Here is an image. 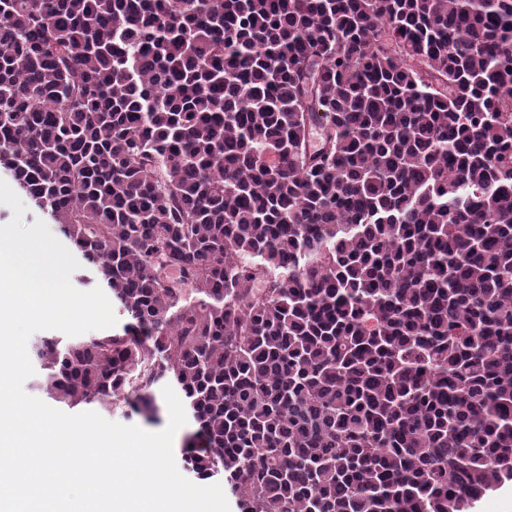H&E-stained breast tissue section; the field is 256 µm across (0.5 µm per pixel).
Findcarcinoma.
<instances>
[{
    "label": "carcinoma",
    "mask_w": 512,
    "mask_h": 512,
    "mask_svg": "<svg viewBox=\"0 0 512 512\" xmlns=\"http://www.w3.org/2000/svg\"><path fill=\"white\" fill-rule=\"evenodd\" d=\"M0 164L130 316L56 400L171 386L241 512L512 481V0H0Z\"/></svg>",
    "instance_id": "carcinoma-1"
}]
</instances>
